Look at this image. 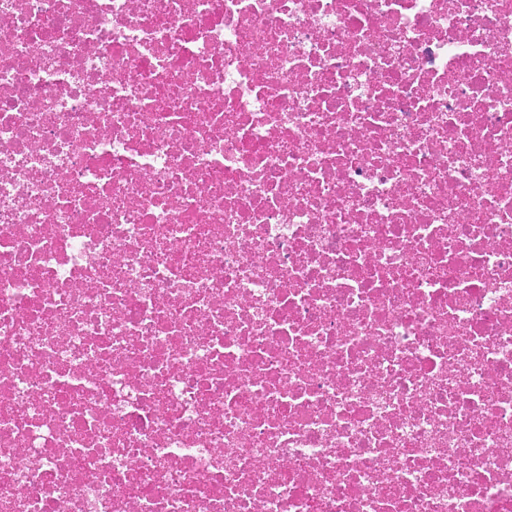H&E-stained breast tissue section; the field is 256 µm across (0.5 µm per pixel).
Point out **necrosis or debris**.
I'll list each match as a JSON object with an SVG mask.
<instances>
[{"label":"necrosis or debris","mask_w":512,"mask_h":512,"mask_svg":"<svg viewBox=\"0 0 512 512\" xmlns=\"http://www.w3.org/2000/svg\"><path fill=\"white\" fill-rule=\"evenodd\" d=\"M0 512H512V0H0Z\"/></svg>","instance_id":"obj_1"}]
</instances>
